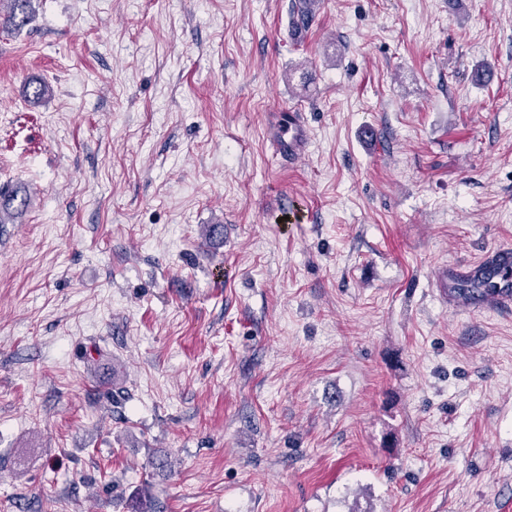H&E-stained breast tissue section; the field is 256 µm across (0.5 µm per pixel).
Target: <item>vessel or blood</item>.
Instances as JSON below:
<instances>
[{"mask_svg":"<svg viewBox=\"0 0 512 512\" xmlns=\"http://www.w3.org/2000/svg\"><path fill=\"white\" fill-rule=\"evenodd\" d=\"M307 140L306 130L289 120L278 134L279 150L289 158H299ZM448 295L458 306L469 310L512 308V248L499 247L475 261L450 265L446 273ZM494 284V292H487V284Z\"/></svg>","mask_w":512,"mask_h":512,"instance_id":"1","label":"vessel or blood"}]
</instances>
